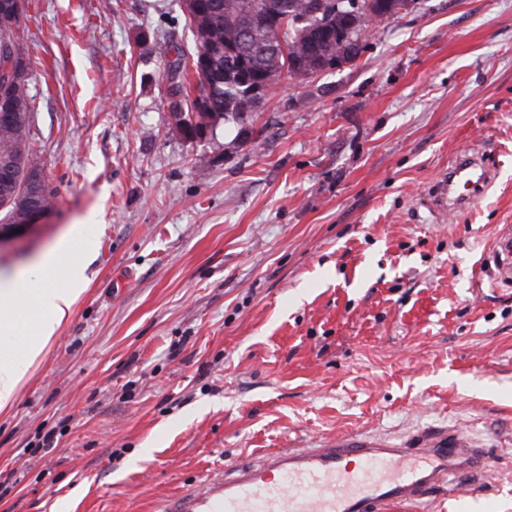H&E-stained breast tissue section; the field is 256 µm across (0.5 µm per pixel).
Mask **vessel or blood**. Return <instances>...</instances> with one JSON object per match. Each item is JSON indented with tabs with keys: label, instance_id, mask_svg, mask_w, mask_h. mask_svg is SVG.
Wrapping results in <instances>:
<instances>
[{
	"label": "vessel or blood",
	"instance_id": "1",
	"mask_svg": "<svg viewBox=\"0 0 512 512\" xmlns=\"http://www.w3.org/2000/svg\"><path fill=\"white\" fill-rule=\"evenodd\" d=\"M473 155L449 167L431 206L440 215L475 207L494 181ZM498 279L512 282V226L492 250ZM490 452L463 429L438 431L396 447L363 433L320 438L227 465L224 480L166 512H384L391 504L426 505L463 490L482 491Z\"/></svg>",
	"mask_w": 512,
	"mask_h": 512
}]
</instances>
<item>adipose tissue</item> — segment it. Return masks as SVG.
Returning <instances> with one entry per match:
<instances>
[{
    "label": "adipose tissue",
    "mask_w": 512,
    "mask_h": 512,
    "mask_svg": "<svg viewBox=\"0 0 512 512\" xmlns=\"http://www.w3.org/2000/svg\"><path fill=\"white\" fill-rule=\"evenodd\" d=\"M83 230L73 225L69 236L28 273L0 279V410L11 404L19 384L72 314L86 280L84 265L72 255L74 238Z\"/></svg>",
    "instance_id": "obj_1"
}]
</instances>
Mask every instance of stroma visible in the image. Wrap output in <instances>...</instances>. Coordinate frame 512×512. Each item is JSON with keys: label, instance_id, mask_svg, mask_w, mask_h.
<instances>
[{"label": "stroma", "instance_id": "35a3bbf8", "mask_svg": "<svg viewBox=\"0 0 512 512\" xmlns=\"http://www.w3.org/2000/svg\"><path fill=\"white\" fill-rule=\"evenodd\" d=\"M27 151L56 195L0 272L70 225L89 281L11 405L0 512H160L253 450L462 427L512 456V0H419L353 64L281 80L188 139L179 0H21ZM496 174L431 209L456 157ZM51 447H44V437ZM428 512H512V471ZM491 253L497 268L498 280L512 282V226L510 224H504L499 229Z\"/></svg>", "mask_w": 512, "mask_h": 512}]
</instances>
